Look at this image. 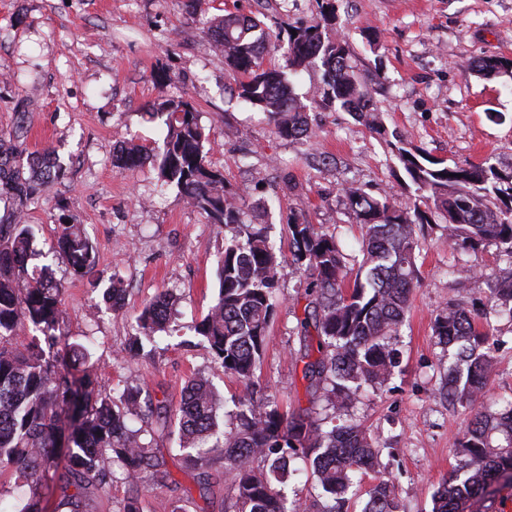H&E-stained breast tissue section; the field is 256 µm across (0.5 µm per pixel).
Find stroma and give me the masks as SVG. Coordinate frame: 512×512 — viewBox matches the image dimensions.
Returning <instances> with one entry per match:
<instances>
[{"instance_id":"stroma-1","label":"stroma","mask_w":512,"mask_h":512,"mask_svg":"<svg viewBox=\"0 0 512 512\" xmlns=\"http://www.w3.org/2000/svg\"><path fill=\"white\" fill-rule=\"evenodd\" d=\"M226 5L275 31L319 17L317 0H0V135L25 124L28 136L14 147L21 166L31 169L48 152L62 167V178L39 184L23 209L38 250L29 265L48 268L61 284V330L87 348L86 364L100 384L118 393L137 388L175 406L188 379L199 375L213 382L229 411L244 386L225 374L196 326L216 300L217 263L232 231L208 223L177 189L160 188L151 164L113 168L114 148L130 140L160 147L165 129L148 120L149 108L167 96L190 99L210 138V166L244 200L241 221L266 225L281 249L295 211L357 255L361 232L343 187L373 198L389 194L402 204L416 192L404 185L405 172L384 136L352 113L314 102L320 68L295 80L308 138L279 137L269 114L242 101L239 75L202 32ZM336 28L387 134H401L450 163H512V72L487 78L471 68L485 55L512 59V0H336ZM164 74L171 84L161 83ZM65 224L82 225L94 246L89 276H73L54 250ZM417 264L422 285L398 338L399 365L385 387L364 390L353 403L356 418L372 425L389 452L360 477L352 512H361L381 480L392 486L400 512H430L434 490L455 470L454 444L466 424L463 410L438 394L448 350L432 334L435 312L452 300L482 310V271L512 270L492 246L453 254L441 225L429 229ZM116 278L125 289L117 311L106 296ZM301 281L294 264H281L278 307L255 375L284 412L319 398L299 358L307 303ZM162 292L175 299L168 332L145 343L139 357H127L136 314ZM492 326L497 368L485 396L508 400L512 322L502 318ZM130 425L161 448L167 475L134 485L116 480L90 512H119L134 490L142 512H225L232 489L223 460L209 466L211 479L200 486L156 419Z\"/></svg>"}]
</instances>
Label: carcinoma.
I'll use <instances>...</instances> for the list:
<instances>
[{
    "label": "carcinoma",
    "mask_w": 512,
    "mask_h": 512,
    "mask_svg": "<svg viewBox=\"0 0 512 512\" xmlns=\"http://www.w3.org/2000/svg\"><path fill=\"white\" fill-rule=\"evenodd\" d=\"M320 19L295 28L283 41L262 22L231 10L205 23L203 33L224 63L243 76L238 95L261 112L270 113L285 139L309 136L305 106L291 77L317 64L323 68L316 97L328 106L352 112L368 129L385 128L371 107L366 86L348 64L346 40L334 32L335 0H317ZM270 50L283 51L284 67L264 64ZM478 71L494 76L512 70V61L486 56ZM149 120L166 127L156 153L135 143L112 154V167L127 169L147 162L158 182L174 187L211 224L231 227L218 260L219 293L196 327L216 360L245 385L233 399L235 426L226 432L218 420L219 405L208 380H189L178 407L140 401L137 392L116 399L93 373L74 374V358L87 350L56 334L64 321L62 286L48 270L28 274L33 255L32 228L20 211L0 224V474L12 471L30 490L24 512H41L39 490L52 481L69 512H87V500L108 489L116 475L134 481L147 474H166L161 450L129 429L130 415L156 416L176 424L183 461L208 481L212 453L223 450L224 474L232 485V512H301L282 490L293 473L291 463L303 458L327 500L320 512H348L354 479L380 465V442L349 414L364 388L378 389L398 365L397 338L409 311L410 297L421 285L417 259L427 224H447L448 246L454 250L494 246L512 261V164L507 166L447 164L429 156L401 135L389 146L418 198L405 205L391 196L363 195L344 189L348 209L365 233L361 257L352 259L304 216L288 217L291 261L305 282L308 304L300 320L303 378L323 390V412L279 411L251 387L265 351L276 308L278 254L262 224L240 225V199L224 190V177L206 159L208 137L196 108L182 97L152 106ZM36 190L35 178L0 158V195L21 207ZM57 248L76 277L95 265L92 242L78 224H64ZM488 285V308L472 314L459 304L437 309L433 335L455 348L440 395L464 408L467 424L457 441V482L433 494L432 512H476L488 487L504 475L512 488V402L499 412L477 404L485 377L493 371L490 315L512 318V272L492 269L481 274ZM171 295L146 302L137 316V333L126 353L134 357L142 339L152 340L168 328ZM317 336L318 357L309 338ZM363 512H398L388 484L368 491Z\"/></svg>",
    "instance_id": "cac0c4a2"
}]
</instances>
